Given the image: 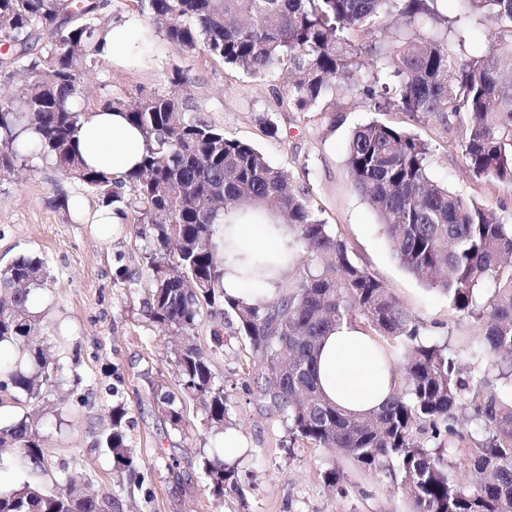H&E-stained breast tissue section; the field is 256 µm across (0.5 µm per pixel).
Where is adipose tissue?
<instances>
[{
	"instance_id": "1",
	"label": "adipose tissue",
	"mask_w": 512,
	"mask_h": 512,
	"mask_svg": "<svg viewBox=\"0 0 512 512\" xmlns=\"http://www.w3.org/2000/svg\"><path fill=\"white\" fill-rule=\"evenodd\" d=\"M86 163L121 177L140 163L146 144L141 131L121 111L99 108L77 133ZM228 260L222 286L230 298L254 304L277 297L293 271L295 232L286 224L265 222L260 210H241L218 227ZM387 351L359 328L341 324L321 346L318 370L326 396L354 413L379 408L394 385Z\"/></svg>"
}]
</instances>
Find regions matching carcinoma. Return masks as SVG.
Listing matches in <instances>:
<instances>
[{"label": "carcinoma", "mask_w": 512, "mask_h": 512, "mask_svg": "<svg viewBox=\"0 0 512 512\" xmlns=\"http://www.w3.org/2000/svg\"><path fill=\"white\" fill-rule=\"evenodd\" d=\"M494 19L485 47L460 56L448 40L417 29L429 21L448 30L444 9ZM103 0H0V84L25 76L24 108L0 109V174L29 153L21 134L41 135L36 155L102 206L141 225L150 276V319L175 332L171 362L182 391L195 399L210 427L227 415L224 386L214 371L222 329L211 345L194 336L203 315L234 318L236 334L263 361L268 384L259 396L288 426L289 435L333 448L359 468L396 483L411 512H512V215L490 212L430 179L431 147L418 135L372 121L355 127L346 146L347 176L383 226L401 266L424 285L448 295L451 306L482 326L474 357L495 373L466 371L447 342L422 334L420 322L366 269L346 242L313 209L309 194L254 145L227 136L172 92L127 106L146 142L140 167L121 180L88 167L75 137L84 113L75 109L85 79L98 68L100 41L112 25ZM164 37L252 78L288 73L279 105L290 112L328 111L338 91L355 90L381 112L397 109L424 126L455 133L466 168L477 182L512 185V0H149ZM407 32L386 48L365 38L392 13ZM379 61L366 80L360 58ZM129 185L130 196L116 191ZM271 205L278 223L293 227L311 252L273 303L246 305L224 295V254L215 240L224 215ZM49 280L44 259L23 256L0 268V345L19 352L0 366V407L16 409L0 425V462L32 472L51 468L38 408L62 372L36 342L42 318L31 312L32 291ZM364 315L381 336L398 343L391 364L392 395L378 409L351 414L319 385L321 341L353 315ZM149 393L171 428L184 422L183 405L159 380ZM124 404L110 410L97 445L116 469L136 473L127 444ZM472 424L468 478L459 481L445 456L448 437ZM209 492L239 490L238 468L220 458L203 462ZM74 467L51 483L24 482L0 490V512H109L112 503L79 492Z\"/></svg>", "instance_id": "cac0c4a2"}]
</instances>
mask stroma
<instances>
[{
	"label": "stroma",
	"instance_id": "stroma-1",
	"mask_svg": "<svg viewBox=\"0 0 512 512\" xmlns=\"http://www.w3.org/2000/svg\"><path fill=\"white\" fill-rule=\"evenodd\" d=\"M116 22L134 17L146 30L139 52L102 62L81 102L91 113L109 101L130 102L169 90L173 70L187 72L189 102L226 135L256 146L275 166L288 170L309 192L320 218L344 239L352 260L390 288L422 324L424 336L447 342L462 364L479 369L472 351L481 329L457 312L445 294L429 288L399 264L376 214L357 193L345 169L353 129L371 121L411 129L432 150L430 176L464 198L495 211H512V186L475 182L459 149L435 126L402 112L375 111L356 92L338 93L328 112L299 114L279 106L288 77L278 71L257 80L209 58L181 51L153 22L149 8L134 0H111ZM344 115L331 124L329 113ZM278 128L269 136L267 124ZM98 199L80 184L64 181L39 158L0 177V266L23 255L43 257L50 279L31 297L45 324L42 341L64 366L62 380L48 396L43 420L46 446L55 468L79 462L87 489L98 497L117 496L113 512H408L396 485L381 481L325 448L292 442L282 418L247 394L260 367L235 323L223 327L224 345L215 371L228 399L229 429L246 442L236 457L240 488L217 500L205 490L201 460L225 454L224 433L209 428L199 404L184 401V425L173 430L154 406L144 371L178 391L170 362L169 331L147 314L149 281L143 249L129 223L100 232L94 222ZM124 402L132 423L128 442L144 484L114 471L96 442L114 403ZM177 459L176 471L164 466ZM341 473L338 488L325 484L329 466Z\"/></svg>",
	"mask_w": 512,
	"mask_h": 512
}]
</instances>
